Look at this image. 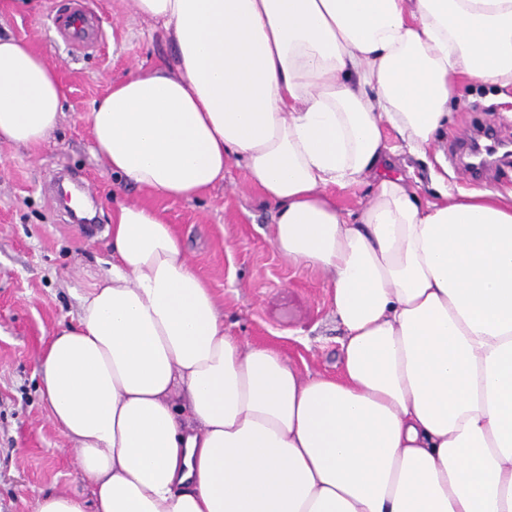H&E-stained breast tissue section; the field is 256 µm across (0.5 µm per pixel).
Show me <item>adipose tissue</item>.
Masks as SVG:
<instances>
[{
	"instance_id": "ef3b65f1",
	"label": "adipose tissue",
	"mask_w": 512,
	"mask_h": 512,
	"mask_svg": "<svg viewBox=\"0 0 512 512\" xmlns=\"http://www.w3.org/2000/svg\"><path fill=\"white\" fill-rule=\"evenodd\" d=\"M133 6L174 60L95 103V153L183 201L242 167L276 250L330 276L341 374L302 377L227 333L163 214L117 204L112 270L38 365L91 492L35 512H512V190L421 203L385 136L447 166L457 79L512 86V0ZM64 96L41 54L0 36V140H48ZM363 183L369 202L342 211L331 188Z\"/></svg>"
}]
</instances>
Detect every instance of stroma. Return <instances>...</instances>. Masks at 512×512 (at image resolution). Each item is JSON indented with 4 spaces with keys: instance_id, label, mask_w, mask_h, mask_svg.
I'll return each instance as SVG.
<instances>
[{
    "instance_id": "1",
    "label": "stroma",
    "mask_w": 512,
    "mask_h": 512,
    "mask_svg": "<svg viewBox=\"0 0 512 512\" xmlns=\"http://www.w3.org/2000/svg\"><path fill=\"white\" fill-rule=\"evenodd\" d=\"M84 5L101 39L74 48L54 20ZM0 34L27 42L58 71L63 115L37 146L0 142V512H35L38 498L86 491L76 453L47 417L38 361L55 328L75 323L79 298L111 268L112 203H140L164 213L198 275L212 289L230 334L280 349L306 377L336 375L343 332L332 311L328 275L289 264L275 249L272 211L230 165L223 184L199 200L161 199L116 188L93 152L88 115L114 82L135 68L172 62L174 47L135 14L132 0H35L25 11L0 0ZM479 121L512 137V87L460 81L449 134ZM433 157L398 151L391 174L403 175L421 202L437 199ZM93 178L85 213L98 231L72 223L46 189L58 173Z\"/></svg>"
}]
</instances>
